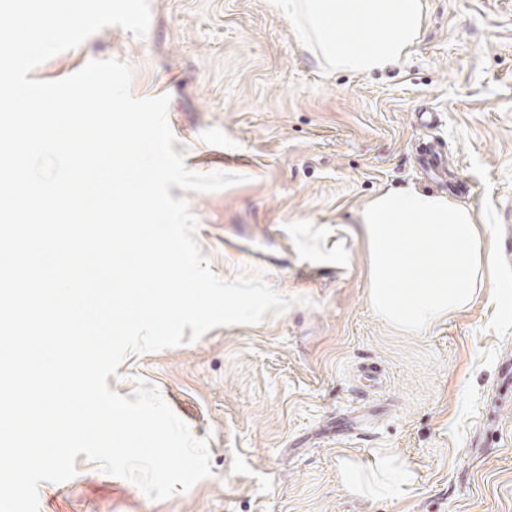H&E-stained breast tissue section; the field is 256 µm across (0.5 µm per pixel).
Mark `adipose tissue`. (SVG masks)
<instances>
[{
	"instance_id": "ef3b65f1",
	"label": "adipose tissue",
	"mask_w": 512,
	"mask_h": 512,
	"mask_svg": "<svg viewBox=\"0 0 512 512\" xmlns=\"http://www.w3.org/2000/svg\"><path fill=\"white\" fill-rule=\"evenodd\" d=\"M294 19L316 53L337 69L384 75L400 65L425 22V0H273ZM350 234L363 242L368 300L396 329L426 335L491 288L496 246L471 207L413 186L388 187L354 214ZM341 483L356 495L398 497L413 474L395 456L364 473L346 460Z\"/></svg>"
}]
</instances>
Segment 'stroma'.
I'll return each instance as SVG.
<instances>
[{
	"mask_svg": "<svg viewBox=\"0 0 512 512\" xmlns=\"http://www.w3.org/2000/svg\"><path fill=\"white\" fill-rule=\"evenodd\" d=\"M150 9L146 38L105 27L32 78L116 58L132 97L168 96L186 167L243 177L170 189L212 271L263 272L301 303L128 356L108 377L128 398L154 387L208 441V477L154 501L81 454L72 478L39 485V512H512V0H425L417 43L383 77L321 63L268 0ZM407 184L472 207L496 243L493 287L424 336L372 312L362 242L340 267L312 238ZM385 453L415 475L399 499L343 488L344 460Z\"/></svg>",
	"mask_w": 512,
	"mask_h": 512,
	"instance_id": "1",
	"label": "stroma"
}]
</instances>
